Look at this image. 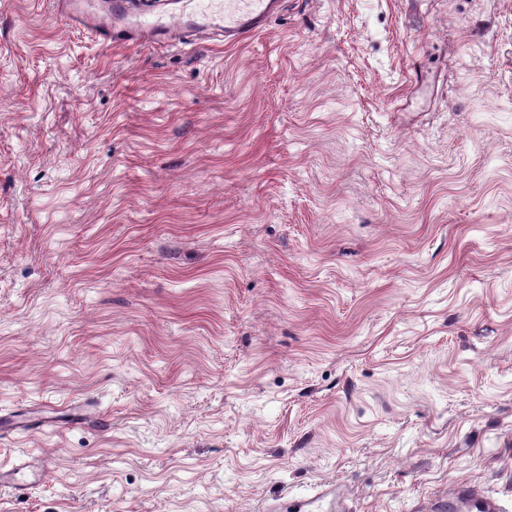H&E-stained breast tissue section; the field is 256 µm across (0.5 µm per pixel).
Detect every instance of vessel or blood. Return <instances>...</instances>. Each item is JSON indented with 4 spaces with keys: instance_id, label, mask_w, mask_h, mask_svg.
Here are the masks:
<instances>
[{
    "instance_id": "b4317fda",
    "label": "vessel or blood",
    "mask_w": 512,
    "mask_h": 512,
    "mask_svg": "<svg viewBox=\"0 0 512 512\" xmlns=\"http://www.w3.org/2000/svg\"><path fill=\"white\" fill-rule=\"evenodd\" d=\"M138 2L56 0V11L63 21L92 33L105 45H161L181 39L236 44L261 31L280 7V0H207L204 8L190 11L186 0H174L175 9L147 13ZM344 501L343 488L328 483L308 496L283 495L267 512H345ZM425 508L427 512H502L498 499L468 484L453 487Z\"/></svg>"
}]
</instances>
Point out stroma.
<instances>
[{
	"label": "stroma",
	"mask_w": 512,
	"mask_h": 512,
	"mask_svg": "<svg viewBox=\"0 0 512 512\" xmlns=\"http://www.w3.org/2000/svg\"><path fill=\"white\" fill-rule=\"evenodd\" d=\"M0 512H512V0L104 45L0 0ZM344 489L336 483L323 484L308 496L284 494L266 508L267 512H345ZM423 509L425 512H502L498 499L468 484L453 487L448 495L426 503Z\"/></svg>",
	"instance_id": "stroma-1"
}]
</instances>
